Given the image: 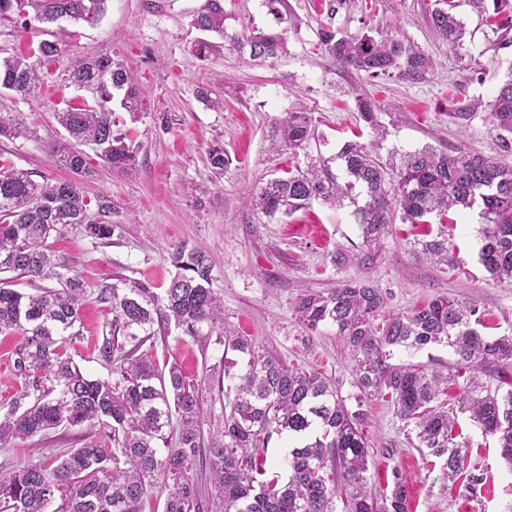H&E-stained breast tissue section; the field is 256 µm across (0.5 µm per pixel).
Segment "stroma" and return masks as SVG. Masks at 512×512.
<instances>
[{
    "label": "stroma",
    "mask_w": 512,
    "mask_h": 512,
    "mask_svg": "<svg viewBox=\"0 0 512 512\" xmlns=\"http://www.w3.org/2000/svg\"><path fill=\"white\" fill-rule=\"evenodd\" d=\"M205 0H108L93 26H46L30 19L0 24V58L52 40L64 50L41 89L28 98L0 97V110L19 112L36 136L0 139V166L22 169L35 181L75 180L88 201L112 203L115 230L93 240L72 230L57 249L79 264L86 285L81 336L69 353L80 370L109 378L93 349L111 314L98 299L116 277L165 287L174 275L171 254L177 245L203 248L212 265V287L224 300V322L247 337L256 351L315 369L332 379L349 409L366 415L368 482L382 490L401 471L409 489L408 512H512V469L499 456L493 438L483 437L468 415L458 414L459 444L467 445L466 464L484 470L487 484L472 500L448 481L443 459L418 447L415 433L395 417L390 403L357 406L354 362L335 326L307 332L295 305L307 291L326 292L342 281L366 275L386 293L388 308L407 311L448 295L477 305L485 315V335L512 332V285L489 280L478 262L479 218L470 210L452 211L447 221L431 217L433 232L455 247L458 271L420 258L415 241L420 227L394 224L380 258L359 271L353 260L362 239L351 218L352 204L334 208L313 201L305 210L268 218L250 195L285 170L336 155L345 141L376 139L360 117V99L375 103L386 136L379 155L388 158L426 145L445 150L463 145L487 151L493 131L490 103L508 67L512 43L500 45L499 32L485 24L468 0H285L281 16L267 0H224L229 27L281 31L287 52L256 65L215 48L198 55L201 38L192 14ZM453 7L467 34L461 54H453L428 23L434 7ZM341 36L368 30H399L434 62L430 78L411 83L372 78L343 69L319 45L321 29ZM109 55L135 77L142 109L129 112L119 100L110 107L116 128L137 150L134 167L118 171L94 146H83L87 172L59 167L46 144L65 137L54 118L67 106L92 99L94 90L74 86L66 71L76 60ZM211 100L203 102L201 90ZM311 112L315 137L307 149H278L277 127L286 113ZM470 111L469 120L451 122L449 112ZM223 150L227 164L215 173L211 150ZM147 353L158 366L177 363L187 378L202 385V434L216 431L227 398L225 369L248 368L246 355L225 351L223 337L187 336L170 329L151 342ZM86 427L57 428L28 441L0 447V469L49 464L67 448L81 446Z\"/></svg>",
    "instance_id": "35a3bbf8"
}]
</instances>
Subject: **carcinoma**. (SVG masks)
<instances>
[{
    "label": "carcinoma",
    "mask_w": 512,
    "mask_h": 512,
    "mask_svg": "<svg viewBox=\"0 0 512 512\" xmlns=\"http://www.w3.org/2000/svg\"><path fill=\"white\" fill-rule=\"evenodd\" d=\"M107 0H0V21L23 16L26 9L42 23L66 21L93 24L106 11ZM472 8L500 30L508 19L498 17L512 0H470ZM223 0H206L192 25L224 41V49L265 61L285 51L278 31L258 32L225 25ZM435 33L455 53L464 44L465 26L449 11L429 14ZM324 50L336 63L370 77L396 74L421 82L433 64L419 47L390 32L339 37L331 29L319 33ZM34 59H0V90L27 97L51 75L48 66L60 56L54 41L40 43ZM68 80L96 90L95 103L55 113L68 139L49 144L50 155L74 173L87 170L79 147L94 145L112 168L136 164L137 154L127 136L113 130L112 91L123 92L128 112L141 111V100L129 69L100 55L76 62ZM488 123L494 131V155L471 153L464 147L440 150L425 145L383 162L379 143L346 142L330 159L318 158L307 170L288 172L262 186L254 206L267 217L290 215L314 200L354 205L363 251L354 260L368 269L379 257L381 239L391 224H429L427 217L456 209L479 208L482 245L479 260L495 283L512 284V166L496 155L512 153V68L504 75L490 104ZM22 118L0 113V137L30 136ZM281 142L288 149H305L314 138L309 112H288L279 122ZM345 174L338 181L331 163ZM364 196L358 203L354 192ZM112 202L98 201L97 216L73 181L37 182L22 171L0 172V274L16 273L30 281L50 282L27 295L0 279V334L18 333L22 340L12 352L22 380L10 410L0 417V445L32 439L60 426L99 429L111 444L90 435L78 448H68L56 465L27 464L0 471V512H143L152 491L165 494L163 512H201L202 490L195 478L197 462L210 470L209 499L215 512H407L408 489L399 472L389 490H368V445L361 429L363 413L351 412L336 387L316 370H302L273 354H260L250 340L224 327V303L212 288L211 265L200 248L180 245L172 252L177 273L163 294L149 282L119 279L100 292L112 319L95 345L96 359L110 368L112 379H92L73 363L68 349L80 336L86 286L76 266L56 255L53 242L80 226L85 236L108 239L114 232ZM423 258L455 268L448 239L437 235L418 242ZM385 296L373 281H344L329 292L310 291L295 307L301 325L315 331L336 327L355 363L358 401L382 398L393 406L404 426H413L418 447L446 457L448 480L462 481L472 499L487 483L477 468L464 470L466 449L455 442V418L441 396L448 383L467 375L458 406L482 434L492 437L500 457L512 466V390L485 384L488 374L507 383L512 374V336L489 338L479 308L454 297L439 296L426 306L384 313ZM175 327L186 336L202 331L224 337V346L250 356L242 375H231L234 394L230 411L202 447L201 384L185 377L177 363L159 369L147 355L136 356L150 338ZM131 348H126V345ZM446 346L456 357L455 372L443 374L421 365L391 362L394 351H419ZM288 435V480L266 478L264 448L272 435ZM166 453L161 455L156 442ZM342 509H337V503Z\"/></svg>",
    "instance_id": "carcinoma-1"
}]
</instances>
